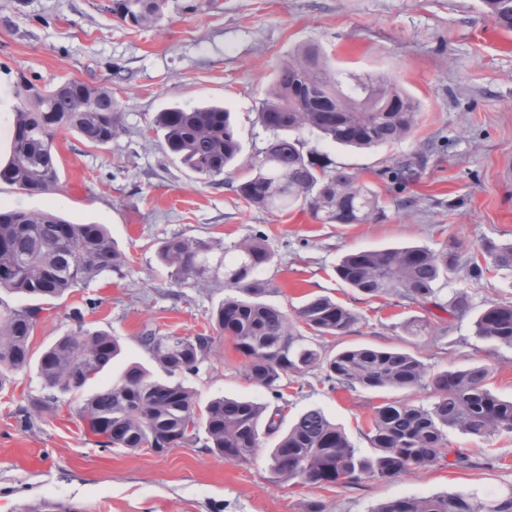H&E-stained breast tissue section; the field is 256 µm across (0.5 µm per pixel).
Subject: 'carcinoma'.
<instances>
[{
  "label": "carcinoma",
  "mask_w": 512,
  "mask_h": 512,
  "mask_svg": "<svg viewBox=\"0 0 512 512\" xmlns=\"http://www.w3.org/2000/svg\"><path fill=\"white\" fill-rule=\"evenodd\" d=\"M170 0H110L107 11L137 28L155 26ZM500 29L512 31V0H482ZM17 104L8 161L0 165V183L26 194L59 189V162L54 149L58 132L77 134L93 146H105L122 132L119 103L112 90L75 79L39 87L22 79L15 86ZM419 101L397 80L372 74L336 72L316 44H302L272 69V81L259 119L272 133L251 174L236 185L250 207L273 213L295 204L322 224H367L384 215L377 192L343 167H333L304 151L301 134L351 147L371 149L408 139L419 123ZM148 129L162 138L164 152L202 180L220 186L236 177L241 142L231 113L219 105L168 107L156 113ZM424 149L391 169L405 179L421 165ZM219 242L191 237L166 239L158 259L176 281L194 286L209 273L208 255ZM224 251V284L233 294L213 316L214 329L232 342L241 358L243 377L252 385L283 397L294 378L315 371L344 388L410 391L429 384L437 393L429 407L405 399L375 410L368 439L375 450L363 457L345 433L320 409L299 415L270 452V469L293 484L353 485L364 479L386 480L401 472L430 467L454 453L448 431L488 439L512 432V401L488 388L490 369L472 363L457 371L433 373L416 356L396 349L354 346L325 356L312 337L342 336L356 331L361 316L327 296H312L290 315L260 296L271 283L257 276L272 252L264 233L240 239ZM452 239L438 250L408 246L356 250L336 265L346 286L370 297L389 296L452 316L471 309V298L457 291L440 300L442 289L461 270L480 280L490 269L512 274V242L487 240L480 254L462 258ZM127 266L103 224H74L51 210L0 206V290L36 300L12 306L0 299V391L11 375L35 365L44 396L33 408L58 403V395L75 401L74 413L103 449L170 448L203 443L209 453L227 461L254 459L262 435L277 432L268 406L253 400L216 397L200 405L196 392L179 376L197 374L214 337L138 336L166 378L132 363L119 378L84 395L86 386L112 367L120 354L118 339L79 324L47 346L32 361L30 338L44 302L57 300L106 272ZM476 336L512 348V302H490L474 321ZM372 512H512V495L480 499L471 494L397 497Z\"/></svg>",
  "instance_id": "cac0c4a2"
}]
</instances>
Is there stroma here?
Segmentation results:
<instances>
[{
  "instance_id": "obj_1",
  "label": "stroma",
  "mask_w": 512,
  "mask_h": 512,
  "mask_svg": "<svg viewBox=\"0 0 512 512\" xmlns=\"http://www.w3.org/2000/svg\"><path fill=\"white\" fill-rule=\"evenodd\" d=\"M109 0H0V162H7L13 132L14 87L20 78L50 85L75 79L111 87L121 107L123 131L95 148L77 134L54 141L61 189L28 195L0 184V204L52 209L78 224H103L125 252L123 274L105 273L75 288L45 312L30 339L32 356L77 322L119 339L122 353L99 384L118 378L131 362L153 367L139 343L141 331L179 336L213 334L210 316L223 302L224 251L244 236L264 232L274 253L261 271L271 286L266 303L294 312L324 295L362 315L359 332L320 338L332 355L355 345L405 350L431 372L479 362L490 369L489 388L512 399V348L481 339L473 322L492 301L512 302V275L475 282L458 275L442 292L466 290L470 313L446 317L444 334L410 335L409 320L427 317L420 305L373 299L346 287L336 266L350 251L423 246L449 239L477 252L491 239L512 241V32L495 27L481 0H172L159 23L140 30L115 19ZM319 44L333 67L385 74L421 104L413 137L371 150L326 144L306 146L328 154L375 190L384 215L368 224H322L300 205L267 213L246 206L234 186H212L146 141L154 113L172 104L220 103L229 109L242 144L241 163L264 148L270 133L258 120L273 64L299 45ZM436 144L426 163L402 183L388 169ZM174 235L221 242L202 285L179 284L159 262L162 243ZM207 361L184 381L200 402L239 397L281 409L279 428L301 413L322 409L363 456L376 407L390 391L330 387L322 371L296 378L273 399L247 382L240 357L223 335L213 334ZM41 393L35 368L14 374L0 393V512H46L56 502L72 512H371L400 496L465 492L478 498L512 493V434L483 440L450 434L468 465L447 457L420 471L349 486L277 481L268 448L247 464L229 462L201 445L157 454L105 450L67 409L44 411L31 428L14 417Z\"/></svg>"
}]
</instances>
